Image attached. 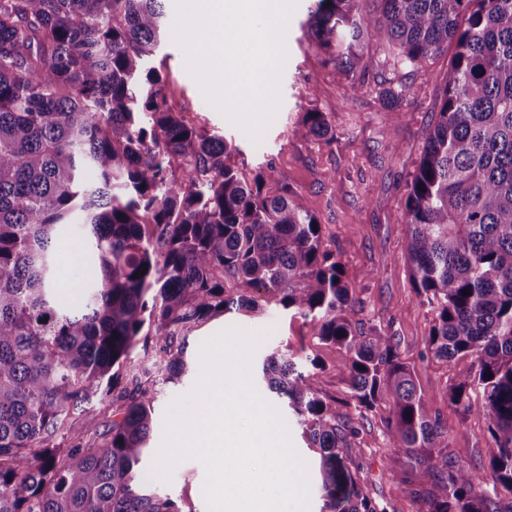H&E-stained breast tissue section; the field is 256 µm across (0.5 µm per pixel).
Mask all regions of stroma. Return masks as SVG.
<instances>
[{
	"mask_svg": "<svg viewBox=\"0 0 512 512\" xmlns=\"http://www.w3.org/2000/svg\"><path fill=\"white\" fill-rule=\"evenodd\" d=\"M309 4L310 0H298L288 21L281 102L261 143H254L208 104L188 72L185 52L172 38L175 0H166V26L153 64L166 78L169 101L189 123L198 130L218 132L233 140L236 149L228 162L244 178L262 177L264 190L270 195L278 194L281 184H289L297 201L320 224L326 244L341 259L345 280L353 296L362 302L365 325L383 327L399 337L402 358L413 368L420 391L448 430L449 453L470 468L488 470L497 449L487 419L478 413H463L448 400L451 380L473 372L472 360L464 356L446 364L425 357V338L433 313L418 297L403 257L408 183L440 104L448 59L439 57L418 70L407 67L395 71L389 64H382L379 71L366 72L363 91L352 94L345 76L326 66L322 53L303 37ZM381 73L395 83L413 87L400 116L384 111L376 98L375 82ZM309 111L325 113L336 133L333 142L305 135L300 120ZM56 250V276L63 285L60 297L77 300L85 251L83 226H68ZM229 327L270 330V337L255 350L252 365H259L272 349L284 347L301 366L317 363L316 388L337 399L338 414L349 413L341 352L314 336L305 319L272 301L262 312H230L188 332L185 374L178 382L158 386L154 403L157 424L151 434V447L162 445L163 422L170 405L190 393L197 383L202 343ZM257 390L286 415L292 444L308 467L309 512H322L314 453L306 447L295 420L288 418L287 407L280 405L265 384H258ZM381 428L380 414L370 413L358 438L361 479L386 512H419V496L428 486L416 473L405 483L395 481L403 458L387 447ZM204 481L203 466L186 460L173 470L169 482L157 481L153 487L159 495L182 501L185 512H207Z\"/></svg>",
	"mask_w": 512,
	"mask_h": 512,
	"instance_id": "stroma-1",
	"label": "stroma"
}]
</instances>
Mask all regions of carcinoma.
<instances>
[{
	"instance_id": "cac0c4a2",
	"label": "carcinoma",
	"mask_w": 512,
	"mask_h": 512,
	"mask_svg": "<svg viewBox=\"0 0 512 512\" xmlns=\"http://www.w3.org/2000/svg\"><path fill=\"white\" fill-rule=\"evenodd\" d=\"M312 2L308 34L353 93L357 73L379 67L370 40L411 66L453 48L409 184L405 255L434 314L425 355L476 364L449 401L489 420L490 471L448 454L398 338L362 323L336 251L288 182L269 196L261 177L243 180L226 138L168 103L148 66L164 0H0V512H183L144 477L155 379L181 378L186 333L259 309L261 290L342 351L348 403L363 409L337 415L284 352L261 364L319 454L324 512H385L356 464L365 412L380 408L387 445L432 488L423 512H504L512 499V0H370L366 13L362 0ZM410 91L377 82L396 117ZM303 127L334 138L322 112ZM74 221L92 260L82 304L67 308L55 247ZM227 280L244 289L228 294ZM96 407L112 415L101 431L87 420Z\"/></svg>"
}]
</instances>
